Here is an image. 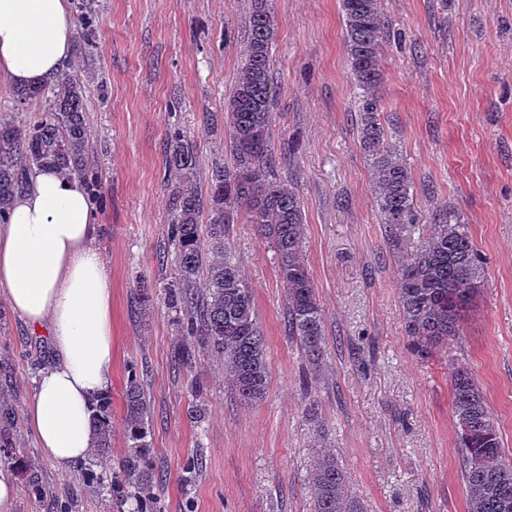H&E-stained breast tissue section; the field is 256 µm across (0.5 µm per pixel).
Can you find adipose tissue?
Listing matches in <instances>:
<instances>
[{
  "label": "adipose tissue",
  "instance_id": "obj_1",
  "mask_svg": "<svg viewBox=\"0 0 512 512\" xmlns=\"http://www.w3.org/2000/svg\"><path fill=\"white\" fill-rule=\"evenodd\" d=\"M74 42L68 0H0V75L12 86L59 75ZM97 232L83 180L50 168L35 171L0 223V299L45 330L52 350L25 425L64 471L91 454L93 403L112 389V278Z\"/></svg>",
  "mask_w": 512,
  "mask_h": 512
}]
</instances>
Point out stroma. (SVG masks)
Segmentation results:
<instances>
[{
  "mask_svg": "<svg viewBox=\"0 0 512 512\" xmlns=\"http://www.w3.org/2000/svg\"><path fill=\"white\" fill-rule=\"evenodd\" d=\"M387 27L382 122L411 170L422 223L445 211L466 224L484 282L448 348L408 346L399 305V254L374 202L359 148L360 91L344 43L340 0H271L278 35L272 144L276 171L294 186L306 225L304 254L326 313V346L313 367L285 326L286 290L268 240L239 219L230 242L265 337L268 393L240 402L221 363L201 355L194 373L175 360V313L140 280L170 281L165 138L190 136L205 182L224 154V103L240 66L249 0H97L88 65L89 145L110 197L94 241L112 276V461L127 446L123 391L137 372L151 406L161 512H313L307 475L320 449L336 454L366 512H467L451 376L467 368L482 387L512 457V0H381ZM49 358L45 331L0 301V397L12 434L48 495L20 493L15 512H117L74 472L42 455L25 410ZM204 403L202 421L189 411ZM198 459L188 474L184 466Z\"/></svg>",
  "mask_w": 512,
  "mask_h": 512,
  "instance_id": "obj_1",
  "label": "stroma"
}]
</instances>
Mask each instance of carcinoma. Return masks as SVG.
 Segmentation results:
<instances>
[{
  "label": "carcinoma",
  "mask_w": 512,
  "mask_h": 512,
  "mask_svg": "<svg viewBox=\"0 0 512 512\" xmlns=\"http://www.w3.org/2000/svg\"><path fill=\"white\" fill-rule=\"evenodd\" d=\"M94 0H77L78 43L85 55L95 47L87 14ZM345 45L351 74L362 90L358 142L370 162L373 192L381 223L390 240L420 231L423 242L399 260V302L411 348L420 355L448 348L460 335L464 313L482 284V262L467 226L448 213L430 224L419 223L411 172L398 145L381 121L375 90L384 79L385 20L380 0H341ZM277 21L270 0H250L237 84L224 105L226 148L230 162L212 168L208 204L196 186L198 160L186 135H166V163L176 182L168 187L171 242L176 266L165 301L176 312L179 341L174 357L189 372L196 349L218 356L224 379L247 404L262 402L268 390V363L254 300L228 241L229 225L246 216L269 240L286 288L285 328L314 364L323 357L324 310L303 254L305 224L296 190L275 177L272 148L274 90L272 47ZM85 84L58 75L39 86L14 90L23 106L31 99L48 102V111L20 125L15 114L0 115V220L15 197L41 167L81 177L93 203L104 209L103 172L88 161ZM453 411L464 448L468 512H512V460L502 448L482 387L468 370L451 379ZM124 424L127 448L119 479L104 482L91 467L103 464L112 449L111 401L92 413L95 450L80 464L82 480L93 494L115 498L128 512H159L150 444L151 409L143 384L132 373L125 385ZM314 512H365L350 489L335 453L320 451L307 478Z\"/></svg>",
  "instance_id": "obj_1"
}]
</instances>
